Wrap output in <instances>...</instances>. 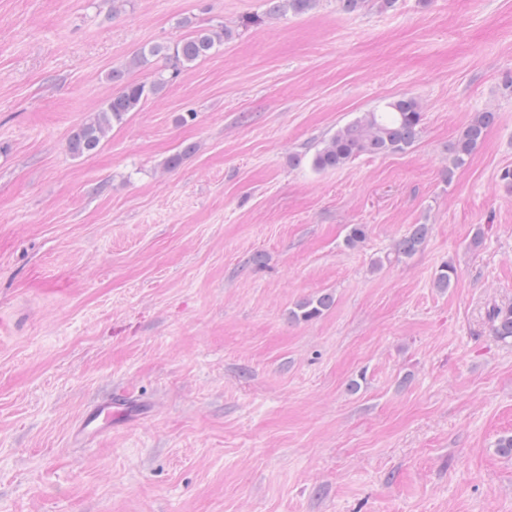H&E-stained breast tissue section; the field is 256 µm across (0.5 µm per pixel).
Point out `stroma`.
<instances>
[{"mask_svg": "<svg viewBox=\"0 0 512 512\" xmlns=\"http://www.w3.org/2000/svg\"><path fill=\"white\" fill-rule=\"evenodd\" d=\"M262 10L0 0V512H512L495 450L512 342L486 320L512 305V0H319L241 27ZM186 19L233 35L72 156L112 68ZM403 95L424 112L410 148L312 168L337 128ZM414 224L422 250L390 257ZM321 293L331 310L289 320ZM109 398L123 415L78 438ZM495 112H478L448 148V167L457 169L463 166L468 157L480 145L489 127L495 122ZM335 298L330 293H322L305 298L295 304L289 311V318L296 322H309L320 318L332 308Z\"/></svg>", "mask_w": 512, "mask_h": 512, "instance_id": "stroma-1", "label": "stroma"}]
</instances>
